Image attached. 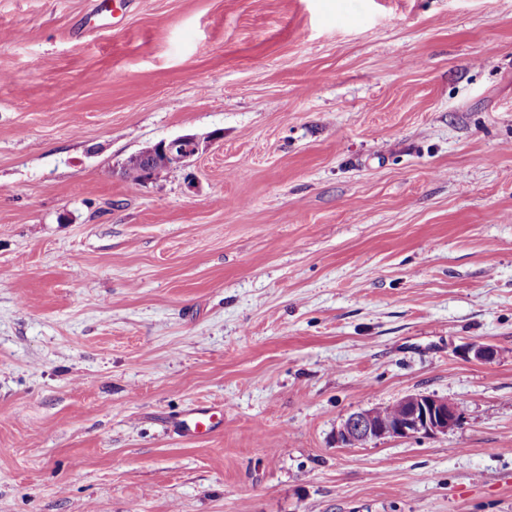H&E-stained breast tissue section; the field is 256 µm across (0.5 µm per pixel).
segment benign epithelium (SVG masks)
Instances as JSON below:
<instances>
[{"mask_svg":"<svg viewBox=\"0 0 512 512\" xmlns=\"http://www.w3.org/2000/svg\"><path fill=\"white\" fill-rule=\"evenodd\" d=\"M200 146V139L191 134L158 141L155 152L143 166V179L163 169L188 165L199 154ZM396 405L399 414L392 422L379 419L373 408L351 413L336 431V445L358 447L385 438L436 437L448 434L459 423L455 406L435 395L412 393Z\"/></svg>","mask_w":512,"mask_h":512,"instance_id":"7a95c632","label":"benign epithelium"}]
</instances>
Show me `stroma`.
Masks as SVG:
<instances>
[{
  "mask_svg": "<svg viewBox=\"0 0 512 512\" xmlns=\"http://www.w3.org/2000/svg\"><path fill=\"white\" fill-rule=\"evenodd\" d=\"M97 6L0 0V512H512V0ZM200 139L191 134L178 136L156 143V150L143 166L142 180H147L157 171L170 168H179L188 163L200 151ZM398 407H397V406ZM392 405L355 411L346 417L336 431L338 447L366 446L385 438L408 439L448 435L459 423V414L448 399L435 395L412 393ZM399 414L392 422L397 413ZM379 416L386 420L382 421Z\"/></svg>",
  "mask_w": 512,
  "mask_h": 512,
  "instance_id": "1",
  "label": "stroma"
}]
</instances>
